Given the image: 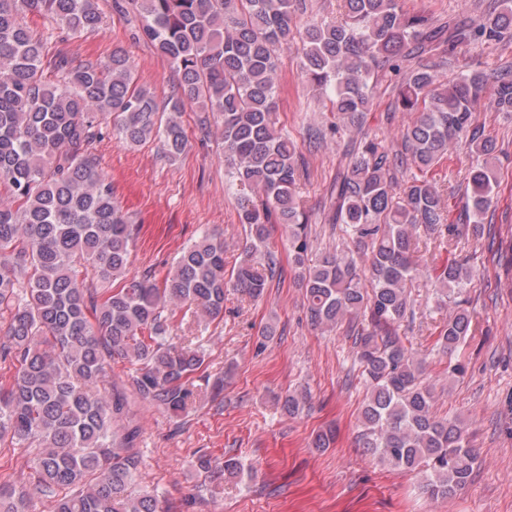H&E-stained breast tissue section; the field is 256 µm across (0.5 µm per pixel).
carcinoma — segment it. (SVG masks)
<instances>
[{"mask_svg":"<svg viewBox=\"0 0 512 512\" xmlns=\"http://www.w3.org/2000/svg\"><path fill=\"white\" fill-rule=\"evenodd\" d=\"M137 2L135 37L177 75L162 105L139 84L126 51L73 67L21 22L25 12L48 16L63 42L103 24L100 0H0V319H8L0 361L14 369L0 387V440L38 442L33 489L0 491V512H25L33 491L53 500L52 512H162L157 490L128 493L139 460L125 448L124 399L103 394L105 355L141 365L142 397L184 410L193 391L182 380L204 352L170 341L176 307L215 319L231 288L263 297L280 271L267 246L270 224L288 231L313 323L334 329L358 321L354 353L368 390L359 447L392 469L420 471L427 497H453L478 462L469 424L436 414L425 360L398 329L412 310L409 283L431 274L436 305L451 306L436 346L451 354L470 336L464 293L476 271L452 261L432 272L429 262L440 246L479 243L499 181L492 140L473 127L474 105L488 96L496 111L512 112V69L474 70L442 83L436 62L407 71L404 62L445 44L511 42L512 0L450 31L424 9L403 11L400 0H340V18L302 25L306 0ZM296 39L303 76L339 121L362 126L379 69L403 75L394 110L416 114L401 151L375 137L355 142L332 184L328 221L345 225L357 255L329 252L313 267L305 263L304 163L277 119L276 51ZM188 106L198 109L204 129L209 114L220 118L224 162L241 187L238 223L248 229L243 257L226 274L224 243L204 232L180 252L164 284L129 278L132 225L96 145L110 131L126 148L157 140L175 159L189 142L182 120ZM462 139L473 163L459 223L451 224L448 190L428 174ZM92 275L123 283L100 298ZM304 400L290 392L282 408L296 416Z\"/></svg>","mask_w":512,"mask_h":512,"instance_id":"obj_1","label":"carcinoma"}]
</instances>
